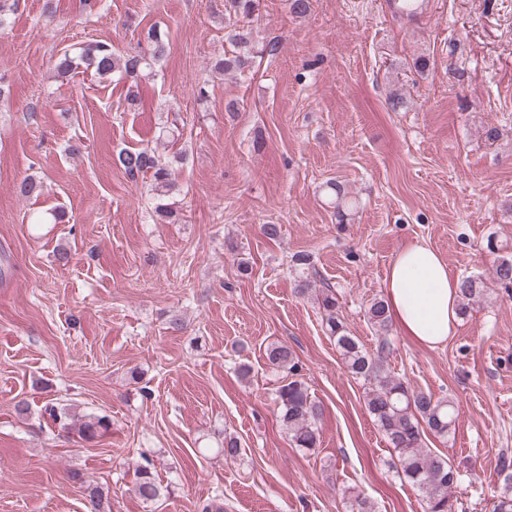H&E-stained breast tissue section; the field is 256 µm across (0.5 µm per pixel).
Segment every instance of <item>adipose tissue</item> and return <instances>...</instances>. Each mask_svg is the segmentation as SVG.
I'll list each match as a JSON object with an SVG mask.
<instances>
[{
  "label": "adipose tissue",
  "mask_w": 512,
  "mask_h": 512,
  "mask_svg": "<svg viewBox=\"0 0 512 512\" xmlns=\"http://www.w3.org/2000/svg\"><path fill=\"white\" fill-rule=\"evenodd\" d=\"M386 304L396 328L416 342L436 347L458 324V283L442 256L423 242L402 249L385 279Z\"/></svg>",
  "instance_id": "adipose-tissue-1"
}]
</instances>
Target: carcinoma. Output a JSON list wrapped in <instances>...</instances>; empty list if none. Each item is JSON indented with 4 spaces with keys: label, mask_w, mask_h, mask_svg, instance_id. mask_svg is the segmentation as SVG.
<instances>
[{
    "label": "carcinoma",
    "mask_w": 512,
    "mask_h": 512,
    "mask_svg": "<svg viewBox=\"0 0 512 512\" xmlns=\"http://www.w3.org/2000/svg\"><path fill=\"white\" fill-rule=\"evenodd\" d=\"M259 9L260 0H225V37L235 50L213 58L210 62L212 72L219 75L242 74L251 70L256 59L276 54L277 42L260 45L253 40L251 23ZM168 49L167 33L154 27L147 32L144 49L120 54L112 44L97 41L87 44L77 56L72 57L68 53L61 55L55 63V71L57 77L63 79L83 65L94 70L100 79L118 74L134 87L147 70L166 56ZM117 162L133 180L151 175L155 213L165 219L177 216L176 196L181 194L182 189L169 163L147 148L123 150L117 155ZM487 249L497 255L492 279L505 290H511L512 254L505 253L507 246L499 243L493 235L488 238ZM292 262L302 285L308 286L311 275L309 257L298 254L292 258ZM458 288L461 317L467 315L473 303L484 299L488 291L486 279L478 273L461 276ZM317 301L324 312L327 330L336 340V348L345 368L368 385L365 406L395 452L397 472L421 491L426 512H454L451 492L457 483L458 473L447 459L423 447L425 433L443 438L451 433L457 418L454 402L412 388L385 366L392 346L388 336L390 317L385 300L375 299L365 309L368 322L381 332L374 353L367 351L350 334L340 318L335 289H322ZM266 359L272 368L287 373L284 384L275 391V400L288 440L297 448L312 450L318 447L320 434L317 422L322 409L309 392L307 382L300 373L299 361L285 344L267 347ZM46 411L62 429H74L68 423L66 409L50 405ZM111 426L108 417L91 415L74 430L81 439L93 441L107 433ZM143 460L144 463L136 469L135 488L141 500L151 504L161 498L164 487L157 480L149 457L145 455ZM502 470L506 471V475L498 486L493 512H512V461L506 457L502 460ZM86 492L88 512H112L110 500L101 487L89 485ZM345 509L346 512H374L371 501L359 494L347 498Z\"/></svg>",
    "instance_id": "obj_1"
}]
</instances>
